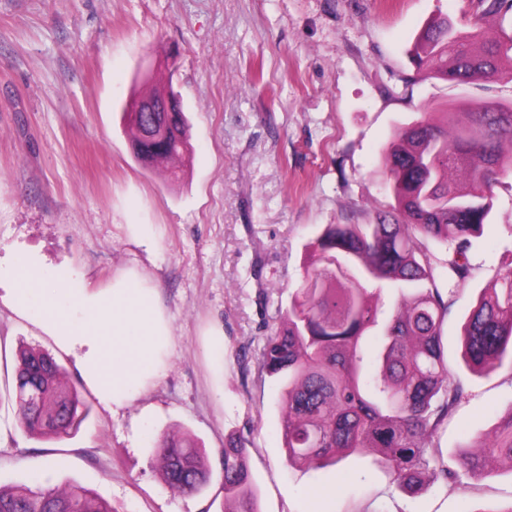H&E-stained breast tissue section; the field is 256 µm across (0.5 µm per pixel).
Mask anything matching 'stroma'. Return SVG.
Returning <instances> with one entry per match:
<instances>
[{
    "instance_id": "35a3bbf8",
    "label": "stroma",
    "mask_w": 512,
    "mask_h": 512,
    "mask_svg": "<svg viewBox=\"0 0 512 512\" xmlns=\"http://www.w3.org/2000/svg\"><path fill=\"white\" fill-rule=\"evenodd\" d=\"M465 0H0V245L68 265L90 288L136 269L155 288L172 345L157 381L119 410L82 383L73 355L0 304V350L53 352L63 386L90 408L78 432L35 440L0 376V484L77 483L115 512H229L221 451L247 440L258 512H504L512 463L487 458L478 485L427 477L397 487L375 452L323 468L288 464L279 388L262 369L328 224H371L394 198L382 155L397 130L444 105L512 104V83L419 79L409 57L438 15L464 26ZM174 53L172 83L190 122L184 179L146 169L121 120L140 67ZM469 252L472 277L448 319V370L469 396L437 443L445 455L492 435L512 407V367L481 374L462 358L469 305L512 267V174ZM224 328V356L206 331ZM187 432L207 454L196 495L170 492L153 458Z\"/></svg>"
}]
</instances>
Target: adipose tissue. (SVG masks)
<instances>
[{"instance_id": "1", "label": "adipose tissue", "mask_w": 512, "mask_h": 512, "mask_svg": "<svg viewBox=\"0 0 512 512\" xmlns=\"http://www.w3.org/2000/svg\"><path fill=\"white\" fill-rule=\"evenodd\" d=\"M0 303L35 320L73 354L82 380L105 406L123 408L161 375L169 321L136 271L95 290L78 284L68 266L49 269L37 253L9 248L0 258Z\"/></svg>"}]
</instances>
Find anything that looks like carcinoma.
Returning <instances> with one entry per match:
<instances>
[{
  "instance_id": "obj_1",
  "label": "carcinoma",
  "mask_w": 512,
  "mask_h": 512,
  "mask_svg": "<svg viewBox=\"0 0 512 512\" xmlns=\"http://www.w3.org/2000/svg\"><path fill=\"white\" fill-rule=\"evenodd\" d=\"M466 26L432 20L410 49L424 79L468 86L478 79L512 82V35L490 39L484 25L505 17L512 0H469ZM133 154L145 168L186 155L191 143L184 112H158L161 144L122 113ZM383 157L394 212L374 224H327L305 244L310 262L270 336L262 369L280 389L282 438L292 465L320 467L376 448L401 488L422 485L432 470L455 482L462 469L478 480L482 458L464 451L449 459L429 443L466 397L448 375L445 326L472 276L471 237L492 208L491 187L512 169V106L488 103L461 112H433L399 129ZM463 171L453 186L449 174ZM445 246L437 253L426 241ZM396 295L384 310L382 295ZM464 363L474 372L512 362V267L483 288L466 316ZM62 367L47 351H19L13 374L18 421L36 439L61 440L77 431L89 407L61 387ZM34 389L38 398H27ZM490 455L512 463V407ZM246 448L234 439L222 452L224 492L234 512H258ZM169 488L200 493L209 470L204 448L188 435L164 437L156 448ZM0 512H113L81 485L0 487Z\"/></svg>"
}]
</instances>
